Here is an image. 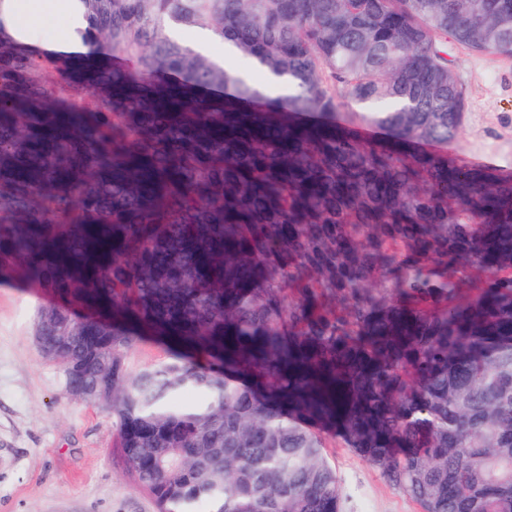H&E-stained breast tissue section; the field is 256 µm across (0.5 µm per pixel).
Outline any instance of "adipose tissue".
Instances as JSON below:
<instances>
[{
  "mask_svg": "<svg viewBox=\"0 0 512 512\" xmlns=\"http://www.w3.org/2000/svg\"><path fill=\"white\" fill-rule=\"evenodd\" d=\"M95 30L91 0H0V43L15 48L72 57Z\"/></svg>",
  "mask_w": 512,
  "mask_h": 512,
  "instance_id": "1",
  "label": "adipose tissue"
}]
</instances>
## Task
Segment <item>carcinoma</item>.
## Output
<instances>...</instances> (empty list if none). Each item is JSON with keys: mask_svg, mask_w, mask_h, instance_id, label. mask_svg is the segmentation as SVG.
<instances>
[{"mask_svg": "<svg viewBox=\"0 0 512 512\" xmlns=\"http://www.w3.org/2000/svg\"><path fill=\"white\" fill-rule=\"evenodd\" d=\"M96 3L124 60L79 80L0 44V272L55 297L43 355L112 414L156 512H344L327 435L422 512H512V177L411 150L463 124L448 43L512 58V0ZM152 335L170 357L130 371ZM168 25H166L167 32L171 37L195 48L196 40L201 43H207L211 40L212 37L215 36L210 31L199 30L197 39L195 40L194 35L197 31L196 29L183 25ZM199 51L215 60L219 64L223 65L227 69L245 73L249 80L253 83L266 85L269 81L267 74L263 70L255 66H250L241 56L237 54H233V60L228 61L227 56L229 53L224 46V42L218 39L211 40L207 46L200 47Z\"/></svg>", "mask_w": 512, "mask_h": 512, "instance_id": "carcinoma-1", "label": "carcinoma"}]
</instances>
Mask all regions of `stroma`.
<instances>
[{
  "label": "stroma",
  "mask_w": 512,
  "mask_h": 512,
  "mask_svg": "<svg viewBox=\"0 0 512 512\" xmlns=\"http://www.w3.org/2000/svg\"><path fill=\"white\" fill-rule=\"evenodd\" d=\"M465 95L450 163L512 176V58L449 44ZM53 296L0 276V512H156L113 453L116 428L103 409L71 398L61 368L35 344L36 312ZM345 512H421L362 456L328 439Z\"/></svg>",
  "instance_id": "stroma-1"
}]
</instances>
